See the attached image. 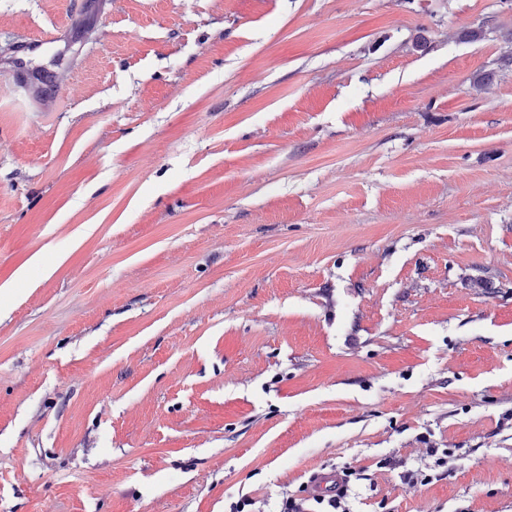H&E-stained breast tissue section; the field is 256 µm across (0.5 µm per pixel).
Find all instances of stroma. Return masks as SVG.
I'll list each match as a JSON object with an SVG mask.
<instances>
[{
    "instance_id": "stroma-1",
    "label": "stroma",
    "mask_w": 512,
    "mask_h": 512,
    "mask_svg": "<svg viewBox=\"0 0 512 512\" xmlns=\"http://www.w3.org/2000/svg\"><path fill=\"white\" fill-rule=\"evenodd\" d=\"M324 467L512 512V0H0V512Z\"/></svg>"
}]
</instances>
